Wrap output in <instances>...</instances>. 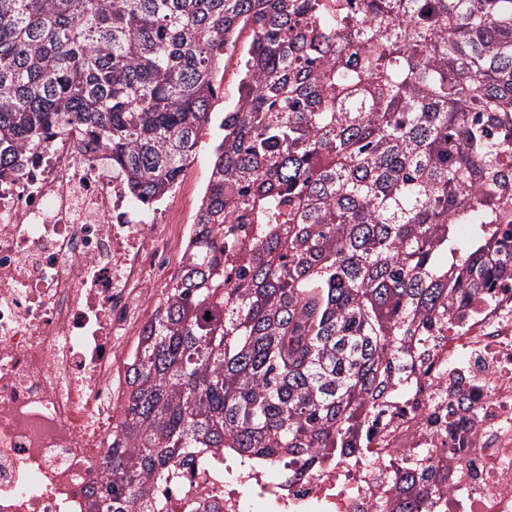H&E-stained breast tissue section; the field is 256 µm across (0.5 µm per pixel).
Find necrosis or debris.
Listing matches in <instances>:
<instances>
[{
  "label": "necrosis or debris",
  "instance_id": "1",
  "mask_svg": "<svg viewBox=\"0 0 512 512\" xmlns=\"http://www.w3.org/2000/svg\"><path fill=\"white\" fill-rule=\"evenodd\" d=\"M181 222L130 205L112 152L73 129L0 175V512H91L119 421L114 361L166 280ZM407 390L380 404L356 459L242 469L175 460L159 512H380L394 464L448 471L431 512H512V283L417 340Z\"/></svg>",
  "mask_w": 512,
  "mask_h": 512
}]
</instances>
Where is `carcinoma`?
I'll use <instances>...</instances> for the list:
<instances>
[{"mask_svg": "<svg viewBox=\"0 0 512 512\" xmlns=\"http://www.w3.org/2000/svg\"><path fill=\"white\" fill-rule=\"evenodd\" d=\"M245 30L96 512H155L151 478L204 448L355 454L414 337L512 280V0H0V172L75 128L129 196L164 198ZM391 486L385 512H426L448 469L429 483L401 465Z\"/></svg>", "mask_w": 512, "mask_h": 512, "instance_id": "1", "label": "carcinoma"}]
</instances>
